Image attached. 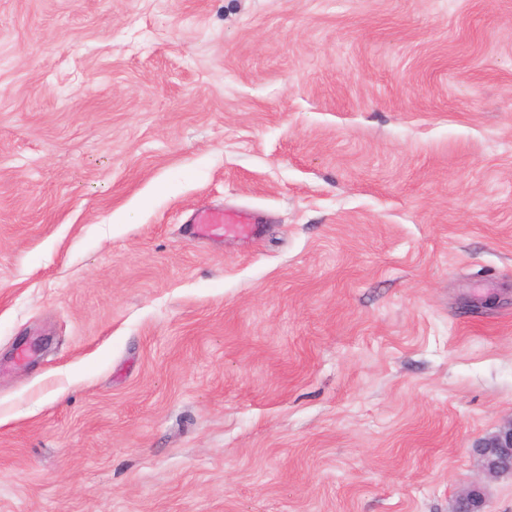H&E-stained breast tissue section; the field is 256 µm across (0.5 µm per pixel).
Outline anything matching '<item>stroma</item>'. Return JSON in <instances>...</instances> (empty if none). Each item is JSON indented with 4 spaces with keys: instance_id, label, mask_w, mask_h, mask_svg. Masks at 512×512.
I'll return each mask as SVG.
<instances>
[{
    "instance_id": "1",
    "label": "stroma",
    "mask_w": 512,
    "mask_h": 512,
    "mask_svg": "<svg viewBox=\"0 0 512 512\" xmlns=\"http://www.w3.org/2000/svg\"><path fill=\"white\" fill-rule=\"evenodd\" d=\"M510 419L512 0H0V512H449ZM245 216L242 214L225 216L224 210H216L210 208H201L197 210L192 217L191 231L199 237H207L212 234L215 229H219L221 225L236 224L242 228H248L243 224Z\"/></svg>"
}]
</instances>
